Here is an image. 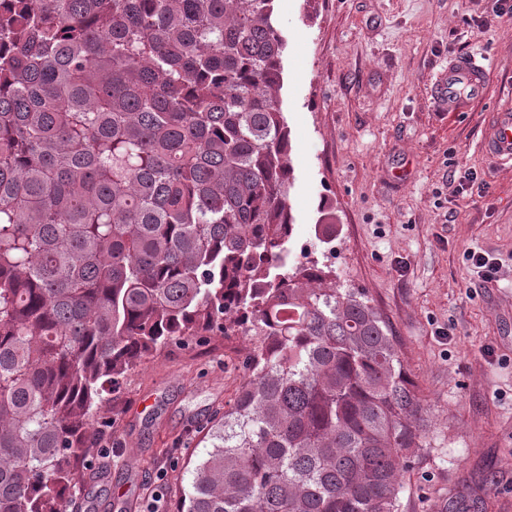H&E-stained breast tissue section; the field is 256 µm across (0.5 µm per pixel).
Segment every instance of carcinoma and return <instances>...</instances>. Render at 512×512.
Wrapping results in <instances>:
<instances>
[{
	"instance_id": "1",
	"label": "carcinoma",
	"mask_w": 512,
	"mask_h": 512,
	"mask_svg": "<svg viewBox=\"0 0 512 512\" xmlns=\"http://www.w3.org/2000/svg\"><path fill=\"white\" fill-rule=\"evenodd\" d=\"M275 0H0V512H67L169 341L260 337L179 512H400L421 398L365 296L288 264Z\"/></svg>"
}]
</instances>
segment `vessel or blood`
I'll return each instance as SVG.
<instances>
[{"mask_svg": "<svg viewBox=\"0 0 512 512\" xmlns=\"http://www.w3.org/2000/svg\"><path fill=\"white\" fill-rule=\"evenodd\" d=\"M493 81L491 69L477 54L449 58L447 81L440 90L449 111L468 112L485 99ZM483 152L500 163H512V104L493 110L482 141Z\"/></svg>", "mask_w": 512, "mask_h": 512, "instance_id": "vessel-or-blood-1", "label": "vessel or blood"}]
</instances>
